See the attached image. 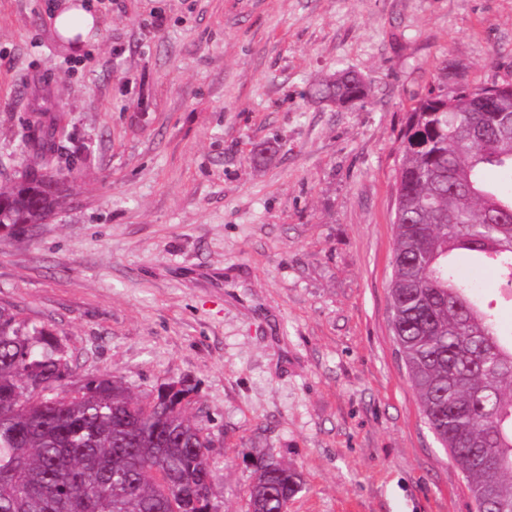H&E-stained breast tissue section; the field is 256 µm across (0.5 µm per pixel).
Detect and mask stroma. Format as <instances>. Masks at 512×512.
<instances>
[{"label": "stroma", "mask_w": 512, "mask_h": 512, "mask_svg": "<svg viewBox=\"0 0 512 512\" xmlns=\"http://www.w3.org/2000/svg\"><path fill=\"white\" fill-rule=\"evenodd\" d=\"M55 2L0 0V189L43 114L91 153L50 220L0 229V305L71 382L190 385L218 512L260 455L303 479L288 512H476L397 350L393 221L408 111L512 78V0H96L81 50ZM346 70L363 102L311 98Z\"/></svg>", "instance_id": "35a3bbf8"}]
</instances>
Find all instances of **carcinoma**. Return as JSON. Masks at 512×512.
Returning <instances> with one entry per match:
<instances>
[{
    "mask_svg": "<svg viewBox=\"0 0 512 512\" xmlns=\"http://www.w3.org/2000/svg\"><path fill=\"white\" fill-rule=\"evenodd\" d=\"M355 72L314 87L315 99L353 103ZM38 161L26 186L0 191V227L25 229L55 208L51 160L73 143L56 116L18 133ZM512 132L481 112L469 89L431 90L412 108L402 141L394 212L393 333L419 406L473 499L492 484L512 512V329L483 307L457 263L493 262L512 289ZM68 352L43 326L0 307V512H217L210 433L181 404L191 389L146 402L115 380L70 389ZM302 488L285 462L255 463L251 512H288Z\"/></svg>",
    "mask_w": 512,
    "mask_h": 512,
    "instance_id": "cac0c4a2",
    "label": "carcinoma"
}]
</instances>
